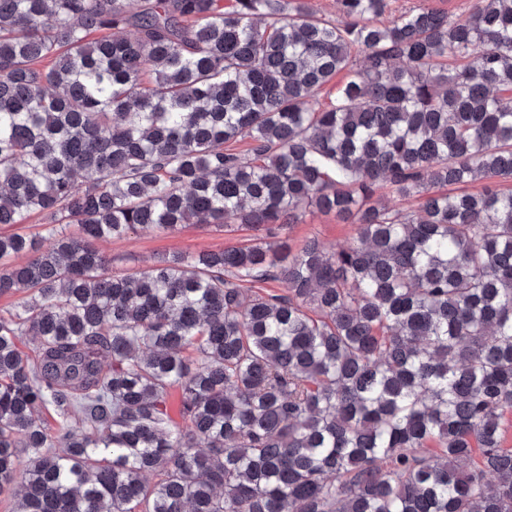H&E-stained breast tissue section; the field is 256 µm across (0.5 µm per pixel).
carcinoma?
Masks as SVG:
<instances>
[{
    "instance_id": "carcinoma-1",
    "label": "carcinoma",
    "mask_w": 512,
    "mask_h": 512,
    "mask_svg": "<svg viewBox=\"0 0 512 512\" xmlns=\"http://www.w3.org/2000/svg\"><path fill=\"white\" fill-rule=\"evenodd\" d=\"M289 2L0 0V224L53 238L0 234L15 512H512V0ZM310 208L353 242L98 247ZM393 13L421 4L428 5L437 10L448 13L452 19L463 18L471 7V0H390ZM46 228L47 226H45L44 221L40 216H33L26 224L2 225L0 226V232L5 234L21 233L29 236H36L41 238L45 247H49L52 240L48 237L45 231ZM264 236L265 231L241 224H186L175 232L138 229L101 243V248L112 258V273L129 274L150 266L158 258L243 246Z\"/></svg>"
}]
</instances>
